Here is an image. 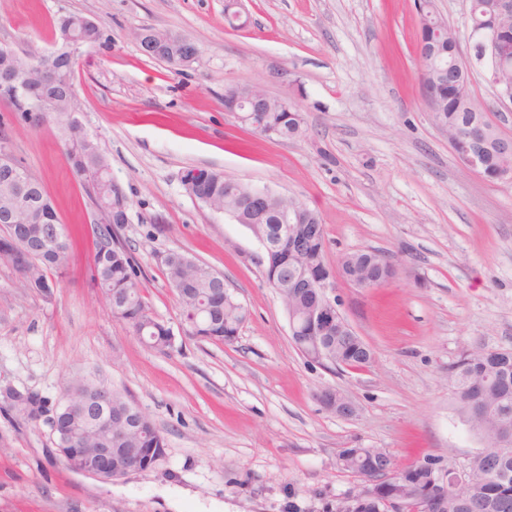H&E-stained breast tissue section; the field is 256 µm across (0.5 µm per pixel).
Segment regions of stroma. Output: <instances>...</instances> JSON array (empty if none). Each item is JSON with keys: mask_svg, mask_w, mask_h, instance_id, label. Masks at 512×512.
I'll return each instance as SVG.
<instances>
[{"mask_svg": "<svg viewBox=\"0 0 512 512\" xmlns=\"http://www.w3.org/2000/svg\"><path fill=\"white\" fill-rule=\"evenodd\" d=\"M0 0V44L20 58L49 50L63 15L101 20L109 47L83 48L74 83L82 121L129 203L113 228L130 250L149 313L174 333L147 347L90 280L97 212L64 152L54 118L37 123L0 99V139L43 183L74 241L52 300L24 292L0 264V390L57 401L92 372L125 392L166 441L153 468L112 483L56 453L46 422L0 399V512H324L359 481L343 448H383L397 466L425 457L460 464L480 443L455 411L448 365L478 346L512 349V182L491 183L457 160L421 83L416 0ZM152 26L194 40L197 61L175 67L134 36ZM460 51L471 89L512 136V108L487 80L473 43ZM254 85L301 112L307 134L254 133L224 109V92ZM216 169L317 210L326 261L378 250L398 272L377 288L340 280L339 310L374 352L364 369L306 358L265 277L263 248L243 224L194 200L181 178ZM177 250L224 276L248 317L234 342L186 335L160 261ZM334 389L357 412L316 399Z\"/></svg>", "mask_w": 512, "mask_h": 512, "instance_id": "35a3bbf8", "label": "stroma"}]
</instances>
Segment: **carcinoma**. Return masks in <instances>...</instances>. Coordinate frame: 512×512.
Here are the masks:
<instances>
[{
  "instance_id": "cac0c4a2",
  "label": "carcinoma",
  "mask_w": 512,
  "mask_h": 512,
  "mask_svg": "<svg viewBox=\"0 0 512 512\" xmlns=\"http://www.w3.org/2000/svg\"><path fill=\"white\" fill-rule=\"evenodd\" d=\"M68 25L77 28L85 46L103 45L108 40L103 25L88 28L83 17L68 16ZM149 56L168 64H179V57L167 44H158ZM73 62L60 60L56 68L46 71L34 58L22 73L29 88L30 111H38L36 98L49 95L55 98L53 115L61 124L62 136L69 145L67 157L74 171L85 184L89 196L96 204L107 206L116 202L128 206L125 195L112 187L108 169L110 165L96 139L86 141L77 126L70 121V114L79 100L72 97L67 88L71 79ZM434 100L431 110L437 120L450 130L460 129L462 137L453 146L459 152L469 145L468 125L474 119L470 108L476 102L470 87L460 90L450 88L445 79L453 72V56L448 53V41L441 40L439 53L432 66ZM246 124L264 134L272 131L278 139H297L305 135L304 119L300 111L286 100H278L266 111L252 112ZM226 181L222 172H212L201 186L193 187V194L217 210L246 214L242 198L226 193ZM32 208L22 215L21 221L29 233L40 240V251L35 253L25 268H18L19 286L46 300L52 299L56 283L48 277L51 270L64 266L69 242L62 237L59 242L45 240V232L51 224H60L55 209L44 187L30 196ZM319 224L321 218L315 210L295 198H276L269 202L265 224L279 229L289 224ZM96 240L93 256L92 279L99 289H106L110 296L112 316L126 322L147 345L159 352L173 348L171 329L155 320L145 307L135 280L136 270L129 250L112 245V223L109 217L93 227ZM324 231L312 238L306 255L297 259L300 266L310 259L324 261ZM185 254L176 251L174 258L163 262L165 274L181 309V315L190 336L216 343L233 342L244 322V313L237 299L224 285V276L206 267H196L183 262ZM380 259L373 250L359 252L358 271L363 278L375 281ZM374 357L361 356L356 343L347 336L327 346V363L341 367L362 368L370 365ZM102 380L91 374H83L68 382L71 396L93 397ZM448 388L451 390L457 410L465 418L478 438L494 443L504 434L512 437V350L477 347L464 352L456 361L448 364ZM112 404L129 406L132 416L140 426L117 439L101 428H81V441L87 448H164L166 442L149 416L131 403L117 390H112ZM47 400L36 394L28 395L13 404V411L23 420L39 422ZM337 458L340 467L358 476L366 475L372 481L368 488L370 498L364 500L358 512H375V501L388 498L394 503L421 512L422 502L416 495L440 481L438 463L432 458L403 468L392 467V462L379 448H344ZM468 466L483 474L479 489H472L463 480L450 481L441 491L444 512H512V444L507 451L489 459L475 456ZM394 468L389 476L386 469Z\"/></svg>"
}]
</instances>
